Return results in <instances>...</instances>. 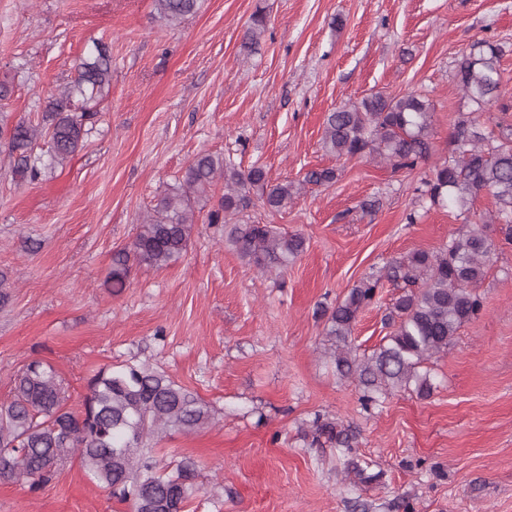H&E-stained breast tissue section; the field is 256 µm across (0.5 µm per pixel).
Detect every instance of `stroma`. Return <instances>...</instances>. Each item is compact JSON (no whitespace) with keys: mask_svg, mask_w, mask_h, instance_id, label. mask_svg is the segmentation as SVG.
Returning a JSON list of instances; mask_svg holds the SVG:
<instances>
[{"mask_svg":"<svg viewBox=\"0 0 512 512\" xmlns=\"http://www.w3.org/2000/svg\"><path fill=\"white\" fill-rule=\"evenodd\" d=\"M260 8L266 31L244 48ZM480 39L503 46L512 103V0H200L173 27L154 0H0L9 123L41 122L40 103L72 81L93 42L112 56L110 91L65 168L15 176L0 136V401L31 358L54 366L75 407L94 371L145 362L213 411L203 430L152 442L163 462H197L196 512H512V241L481 221L494 197L481 192L468 212H451L420 195L433 159L394 174L322 147L327 112L414 91L432 101L431 140L446 155L455 118L470 109L456 64ZM203 151L274 182L335 169L333 183L304 184L279 212L251 194V219L302 235L303 253L277 276L250 267L207 221L218 187L186 252L161 269L133 267L113 292V252ZM374 198L378 209H364ZM476 229L494 246L477 288L483 309L432 360L430 396L398 390L364 409L356 381L335 370L319 309L392 259ZM399 294L385 285L359 315L357 355L380 346ZM318 416L353 430L376 481L355 483L335 448L310 447ZM0 512L129 507L73 458L34 493L0 480Z\"/></svg>","mask_w":512,"mask_h":512,"instance_id":"35a3bbf8","label":"stroma"}]
</instances>
